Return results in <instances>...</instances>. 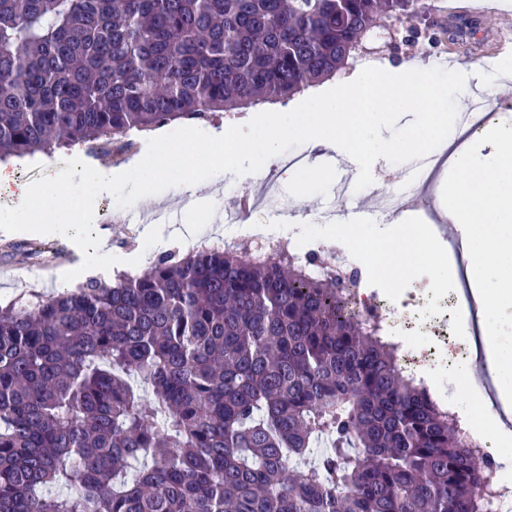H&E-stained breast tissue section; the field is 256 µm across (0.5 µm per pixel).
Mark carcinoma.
I'll return each instance as SVG.
<instances>
[{
  "mask_svg": "<svg viewBox=\"0 0 512 512\" xmlns=\"http://www.w3.org/2000/svg\"><path fill=\"white\" fill-rule=\"evenodd\" d=\"M427 0H0V161L285 105ZM313 275L226 244L0 310V512H488L459 420Z\"/></svg>",
  "mask_w": 512,
  "mask_h": 512,
  "instance_id": "cac0c4a2",
  "label": "carcinoma"
}]
</instances>
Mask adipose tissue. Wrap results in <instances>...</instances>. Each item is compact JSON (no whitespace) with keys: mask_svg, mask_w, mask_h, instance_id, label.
I'll list each match as a JSON object with an SVG mask.
<instances>
[{"mask_svg":"<svg viewBox=\"0 0 512 512\" xmlns=\"http://www.w3.org/2000/svg\"><path fill=\"white\" fill-rule=\"evenodd\" d=\"M37 215L51 219V232L79 241L92 266L102 270L125 267V259L115 255L108 246L104 229L98 224L85 223L78 201L62 191L54 172H47L37 187L19 186L15 206L0 212V223L28 226ZM357 236L356 225L343 224L331 227L325 241L354 253L358 263L381 268L394 283L404 273L405 262L410 258L430 260L435 275L431 287L441 288L450 281L448 268L439 259L434 241L423 233L411 232L407 225L397 224L380 234L376 248L368 251L357 250ZM457 376L460 398L474 404L477 410L476 428L493 433L503 430L501 415L512 411V390L501 389L497 402L493 403L475 390L471 363L460 365Z\"/></svg>","mask_w":512,"mask_h":512,"instance_id":"adipose-tissue-1","label":"adipose tissue"}]
</instances>
